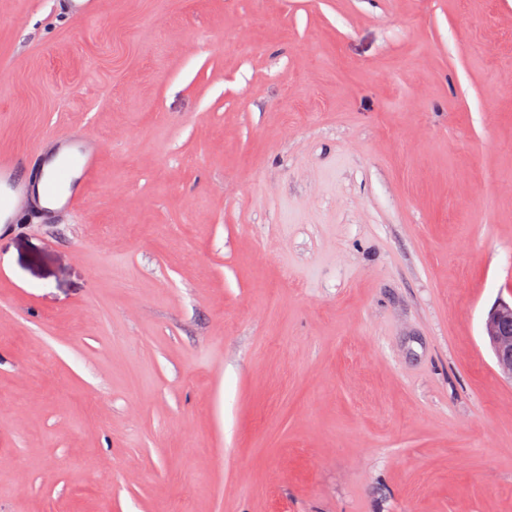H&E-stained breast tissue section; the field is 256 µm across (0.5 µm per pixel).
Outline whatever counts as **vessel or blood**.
Listing matches in <instances>:
<instances>
[{
    "mask_svg": "<svg viewBox=\"0 0 512 512\" xmlns=\"http://www.w3.org/2000/svg\"><path fill=\"white\" fill-rule=\"evenodd\" d=\"M61 159L50 171H38L34 180L27 181L18 175L19 163L15 155L0 154V217L6 223H15L17 216L26 210L38 212L44 219L52 220L77 212L84 203L81 192L74 191L61 197V189L72 182L74 176L90 180L99 160L101 145L85 135L70 133L56 137Z\"/></svg>",
    "mask_w": 512,
    "mask_h": 512,
    "instance_id": "1",
    "label": "vessel or blood"
}]
</instances>
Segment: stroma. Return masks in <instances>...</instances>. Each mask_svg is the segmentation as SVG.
<instances>
[{"label": "stroma", "mask_w": 512, "mask_h": 512, "mask_svg": "<svg viewBox=\"0 0 512 512\" xmlns=\"http://www.w3.org/2000/svg\"><path fill=\"white\" fill-rule=\"evenodd\" d=\"M0 512H512V0H0ZM496 110H488V101ZM55 154L65 150L62 158L45 173L49 156L45 159L33 181L18 176L19 163L14 154H0V220L3 224H17V216L25 210H34L44 219L53 220L63 214L77 212L84 203V195L73 191L56 207L42 204V197L57 201L61 189L72 182L75 171L80 172L83 183L93 175L99 160L101 145L86 135L65 133L55 138ZM41 184V194L36 186ZM495 364L512 381V300L499 299L490 309L483 328Z\"/></svg>", "instance_id": "obj_1"}]
</instances>
